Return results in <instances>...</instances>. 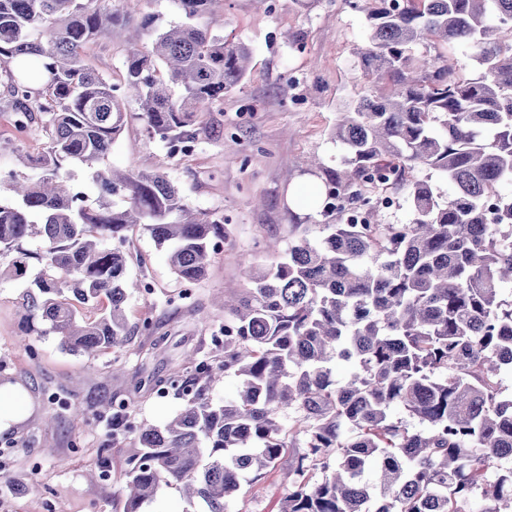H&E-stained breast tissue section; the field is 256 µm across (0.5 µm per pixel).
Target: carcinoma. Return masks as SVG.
<instances>
[{
  "instance_id": "1",
  "label": "carcinoma",
  "mask_w": 512,
  "mask_h": 512,
  "mask_svg": "<svg viewBox=\"0 0 512 512\" xmlns=\"http://www.w3.org/2000/svg\"><path fill=\"white\" fill-rule=\"evenodd\" d=\"M184 21L166 31L144 16L129 44L123 82L86 62V45L124 30L130 8L112 0H0V65L16 123L49 128L32 175L0 166V245L14 249L13 280L43 266L29 311L44 333L89 357L121 350L135 327L125 306L150 282L128 272L135 228L168 248L178 279L195 282L223 219L192 208L161 173L112 168L73 182L72 164L112 152L127 122L124 99L171 157L191 153L207 126L198 117L245 78L248 45L213 25L216 0H174ZM366 12V75L387 80L352 100L331 132L344 154L325 169L316 206L326 234L301 235L278 261L250 271L252 287L224 300L216 354L169 384L180 410L164 425L129 422L140 450L122 475L124 512H145L162 486L179 487L191 512H227L241 478L279 472L288 494L276 512H512V399L498 375L512 368V0H345ZM451 44L482 72L472 78L444 55ZM19 61V67L12 66ZM448 180L443 198L413 170ZM386 194H407L410 224L379 220ZM120 195L124 206L96 208ZM366 212L363 223L350 218ZM38 234L42 252L21 243ZM107 300L78 321L76 304ZM349 375L339 383L334 366ZM237 378L236 396L210 397ZM294 417L285 423V413ZM419 421L412 429L398 416Z\"/></svg>"
}]
</instances>
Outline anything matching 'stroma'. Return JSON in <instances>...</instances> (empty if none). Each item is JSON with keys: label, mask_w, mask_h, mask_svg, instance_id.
Returning <instances> with one entry per match:
<instances>
[{"label": "stroma", "mask_w": 512, "mask_h": 512, "mask_svg": "<svg viewBox=\"0 0 512 512\" xmlns=\"http://www.w3.org/2000/svg\"><path fill=\"white\" fill-rule=\"evenodd\" d=\"M268 2L265 10L256 0H220L216 27L228 41L246 43L252 57L245 80L206 112L210 134L189 156L170 158L136 119V100L125 101L130 118L105 167L164 174L193 207L222 216L230 230L205 277L192 284L176 278L165 250L149 235L130 232V274L149 281L153 291L131 294L126 312L131 324L151 322L152 333H135L120 351L88 360L62 349L58 336L44 334L43 323L22 334L40 267H31L24 280L0 281V380L20 383L30 408L22 423L0 436V512H123L118 479L139 444L113 431V404L125 402L131 422H167L181 401L171 391L157 396L154 382L189 371L187 356H212L213 326L224 319L216 298L248 288V265L271 263L269 242L288 247L289 225H304L310 240L322 238L316 207L295 194L322 184L312 158L329 168L341 161L331 130L355 92L366 15L344 0ZM125 53L118 37L99 38L85 50L88 62L115 83ZM48 144L43 125L16 127L0 88V165L28 174L23 156L38 155ZM76 407L83 412L78 419ZM31 483L40 493L22 492ZM287 492L274 474L245 481L230 509L275 512Z\"/></svg>", "instance_id": "stroma-1"}]
</instances>
